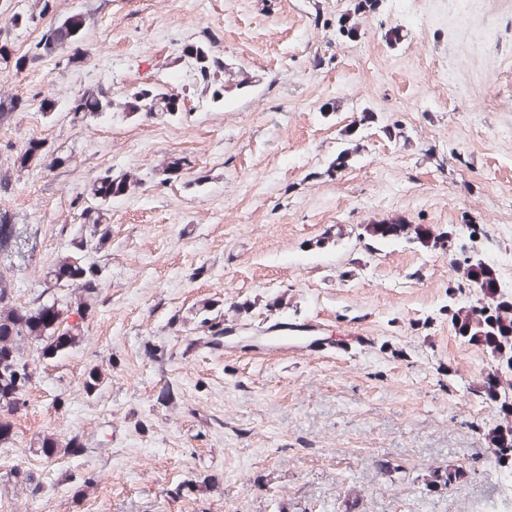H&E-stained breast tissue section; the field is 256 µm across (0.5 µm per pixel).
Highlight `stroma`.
Returning <instances> with one entry per match:
<instances>
[{"label":"stroma","mask_w":512,"mask_h":512,"mask_svg":"<svg viewBox=\"0 0 512 512\" xmlns=\"http://www.w3.org/2000/svg\"><path fill=\"white\" fill-rule=\"evenodd\" d=\"M32 7L0 0V94L28 101L0 127V168L32 139L57 162L0 196L26 239L4 260L18 302L62 296L46 273L86 208L110 234L84 253L101 285L80 343L25 348L0 512H512L477 390L489 357L448 317L480 299L457 274L474 253L512 291V0H49L13 26ZM80 12L76 45L34 57L49 23ZM200 42L224 63L222 100L188 54ZM143 87L178 112L74 113L79 91ZM107 170L131 185L103 205ZM417 225L449 233L447 250ZM210 315L236 351L203 347ZM279 321L371 343L276 353L261 342ZM48 434L80 452L45 457Z\"/></svg>","instance_id":"obj_1"}]
</instances>
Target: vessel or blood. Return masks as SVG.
Here are the masks:
<instances>
[{
  "mask_svg": "<svg viewBox=\"0 0 512 512\" xmlns=\"http://www.w3.org/2000/svg\"><path fill=\"white\" fill-rule=\"evenodd\" d=\"M366 337H347L337 334L336 338L319 336L316 329L304 323H277L271 328L268 347L270 350H290L311 358H319L326 353H348L349 349H364Z\"/></svg>",
  "mask_w": 512,
  "mask_h": 512,
  "instance_id": "b4317fda",
  "label": "vessel or blood"
}]
</instances>
